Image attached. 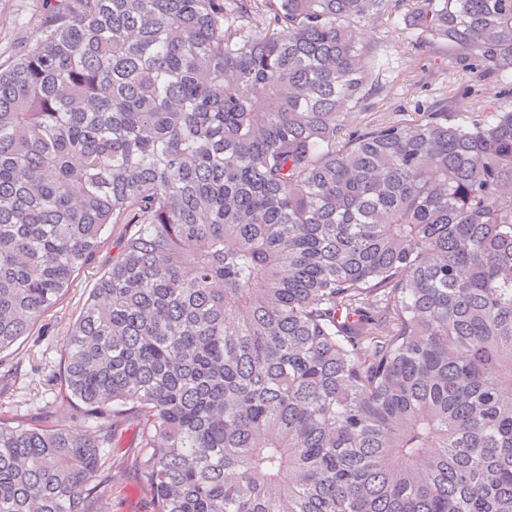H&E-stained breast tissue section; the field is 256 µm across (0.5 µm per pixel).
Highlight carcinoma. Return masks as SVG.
<instances>
[{
    "label": "carcinoma",
    "instance_id": "carcinoma-1",
    "mask_svg": "<svg viewBox=\"0 0 512 512\" xmlns=\"http://www.w3.org/2000/svg\"><path fill=\"white\" fill-rule=\"evenodd\" d=\"M391 2L46 0L0 66V351L135 231L55 411L0 416V512H97L129 464L153 512H512V109L339 143ZM411 18L512 83V0Z\"/></svg>",
    "mask_w": 512,
    "mask_h": 512
}]
</instances>
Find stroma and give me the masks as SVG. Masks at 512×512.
<instances>
[{"mask_svg": "<svg viewBox=\"0 0 512 512\" xmlns=\"http://www.w3.org/2000/svg\"><path fill=\"white\" fill-rule=\"evenodd\" d=\"M44 11L43 0H0V64L8 65L16 44L31 40ZM405 6L395 0L378 19L361 23L363 41L377 44L382 66L365 110L350 117L347 132L393 122H409L447 107L448 117L468 122L498 108H512V90L490 79L453 68L447 55L427 54L418 47ZM93 269L71 285L62 305L45 313L29 336L0 354V410L39 417L55 407L66 334L80 314L95 280L110 267L129 233L116 224ZM101 512H150L134 470L115 473L100 502Z\"/></svg>", "mask_w": 512, "mask_h": 512, "instance_id": "obj_1", "label": "stroma"}]
</instances>
